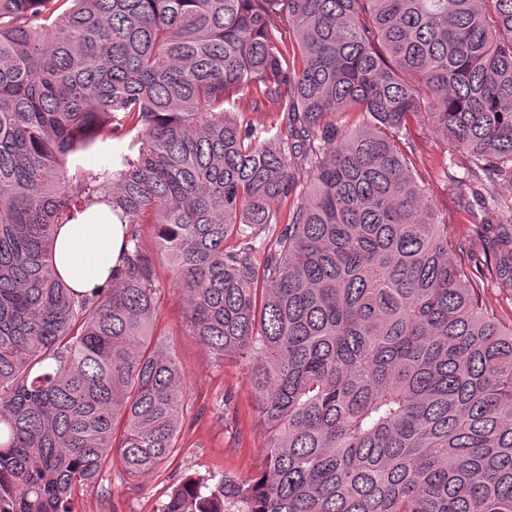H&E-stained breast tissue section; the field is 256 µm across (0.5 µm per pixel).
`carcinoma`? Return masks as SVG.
I'll return each instance as SVG.
<instances>
[{"label": "carcinoma", "mask_w": 512, "mask_h": 512, "mask_svg": "<svg viewBox=\"0 0 512 512\" xmlns=\"http://www.w3.org/2000/svg\"><path fill=\"white\" fill-rule=\"evenodd\" d=\"M412 119L465 157L476 237L448 239ZM97 140L122 148L87 169ZM102 197L125 241L80 295L55 226ZM139 224L267 436L255 474L159 512H512V326L479 288L512 291V0H0L9 512H70L112 458L136 478L177 451L185 378L152 337Z\"/></svg>", "instance_id": "1"}]
</instances>
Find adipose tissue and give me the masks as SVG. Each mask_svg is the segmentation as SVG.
<instances>
[{
    "mask_svg": "<svg viewBox=\"0 0 512 512\" xmlns=\"http://www.w3.org/2000/svg\"><path fill=\"white\" fill-rule=\"evenodd\" d=\"M125 236L107 202L91 204L70 222L58 225L53 266L76 293L89 294L111 283Z\"/></svg>",
    "mask_w": 512,
    "mask_h": 512,
    "instance_id": "adipose-tissue-1",
    "label": "adipose tissue"
}]
</instances>
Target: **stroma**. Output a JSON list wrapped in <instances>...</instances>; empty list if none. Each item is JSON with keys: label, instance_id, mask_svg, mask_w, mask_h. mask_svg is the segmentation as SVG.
Instances as JSON below:
<instances>
[{"label": "stroma", "instance_id": "1", "mask_svg": "<svg viewBox=\"0 0 512 512\" xmlns=\"http://www.w3.org/2000/svg\"><path fill=\"white\" fill-rule=\"evenodd\" d=\"M408 134L417 147L415 170L431 202L447 219L449 233L471 236V182L462 169L450 166L444 145L423 126L411 123ZM155 267L162 294L153 333L170 344L185 377L179 450L136 479L126 477L119 461H112L95 489L75 493L73 512H158L167 494L182 481L225 474L246 477L262 460L265 435L245 368L232 360L218 361L205 345L187 335L184 310L173 291L168 266L157 259Z\"/></svg>", "mask_w": 512, "mask_h": 512}]
</instances>
